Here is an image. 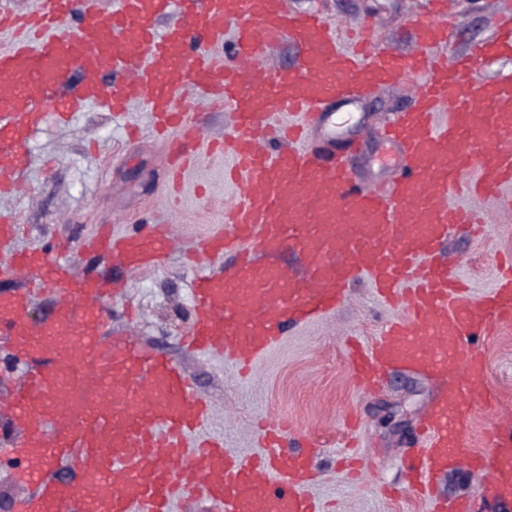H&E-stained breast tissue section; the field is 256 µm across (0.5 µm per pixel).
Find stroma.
Returning a JSON list of instances; mask_svg holds the SVG:
<instances>
[{"label": "stroma", "instance_id": "1", "mask_svg": "<svg viewBox=\"0 0 512 512\" xmlns=\"http://www.w3.org/2000/svg\"><path fill=\"white\" fill-rule=\"evenodd\" d=\"M292 12L318 11L332 19L341 38L363 23L375 27L379 47L398 52L413 46L415 23L447 26L458 53L489 37L499 15L512 13V0H445L432 13L430 0H285ZM421 84L412 77L397 86H378L355 103L332 104L350 116L345 136L361 142L350 168L360 186L392 182L401 173L400 155L379 137L382 126L406 109ZM177 98L189 115H200L202 133L179 178H172L170 154L178 132L157 134L144 105L133 102L115 115L88 103L68 120L49 119L30 137L28 163L15 176L16 188L0 193V214L15 216L22 233L16 250L41 249L63 241L78 274L111 273L109 257L89 252L87 240L100 225L127 233L159 219L172 227L169 251L160 267L125 276L127 288L110 304L108 330L133 337L179 364L211 404L204 430L224 436L229 451L255 456L263 451L259 422H288L286 449L296 450L317 433L342 437L349 415L360 426L353 437L359 475L342 467L341 446L324 448L313 465L318 477L311 494L323 512H430L409 488L402 463L420 446L417 426L439 396L441 380L408 370L385 374L371 391L358 388L346 358L350 338L370 344L384 326L404 315L381 301L367 281L348 290L345 301L322 319L289 329L283 342L258 361L252 374L216 355H200L184 342L195 319L192 288L207 268L195 255L211 235L224 231V212L239 199L224 182L231 154L216 150L235 130L230 112L208 110L191 86ZM448 202L479 212L482 234L451 230L442 252L467 285L471 298L494 288L502 265L512 260V207L500 197L477 198L452 191ZM497 406L479 411L469 437L484 449L486 431L512 428V324L480 346ZM440 495L468 497L469 512H492L486 489L467 468L438 478Z\"/></svg>", "mask_w": 512, "mask_h": 512}]
</instances>
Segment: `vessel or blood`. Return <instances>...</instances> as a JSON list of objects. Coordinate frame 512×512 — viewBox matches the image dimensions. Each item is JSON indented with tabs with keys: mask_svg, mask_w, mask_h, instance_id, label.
<instances>
[{
	"mask_svg": "<svg viewBox=\"0 0 512 512\" xmlns=\"http://www.w3.org/2000/svg\"><path fill=\"white\" fill-rule=\"evenodd\" d=\"M167 14L180 23L158 29ZM68 23L74 32H64ZM7 27L17 37L0 49V191L21 169L47 109L69 114L92 101L120 112L136 100L157 127L192 139L198 128L187 123L178 89L193 85L202 103L230 107L238 133L223 147L236 158L241 199L224 232L204 245L212 265L194 282L190 343L251 369L289 328L336 310L346 285L368 278L407 316L371 346L351 347L354 379L368 386L405 368L449 382L423 419L414 494L432 512H465L462 500L446 509L432 480L467 464L494 501L512 502V435L492 434L488 450H474L473 415L493 396L482 352H461L464 341L489 339L512 322V276L469 301L439 256L450 229L477 220L448 206L464 172H477L470 186L479 191L512 185V77L469 83L476 61L512 55V15L470 55L449 60L425 52L447 42V27L420 25L416 49L398 55L379 48L366 25L350 54L333 21L288 12L284 0H116L106 15L98 0H38L27 15L0 12V30ZM230 28L233 60L214 65L211 50ZM285 39L300 53L276 73L263 58ZM76 73L81 95L71 99ZM417 74L425 83L390 129L404 167L391 192L359 187L347 161L302 150L314 130L330 144L340 135L324 105ZM282 109L305 113L306 123L270 131L272 112ZM440 112L446 124L436 123ZM169 245L168 225L147 224L102 233L88 247L143 270L159 265ZM287 249L298 254L299 271L278 263ZM13 268L32 275L29 287L0 296V342L22 365L0 419L12 438L10 476L23 489L14 512H171L195 498L222 512H318L304 490L312 451L283 450L287 423L267 426L268 456L229 455L223 438L197 436L211 406L181 367L130 337L101 338L121 283L76 275L60 246L18 253ZM36 291L56 299L39 326L26 317Z\"/></svg>",
	"mask_w": 512,
	"mask_h": 512,
	"instance_id": "b4317fda",
	"label": "vessel or blood"
}]
</instances>
